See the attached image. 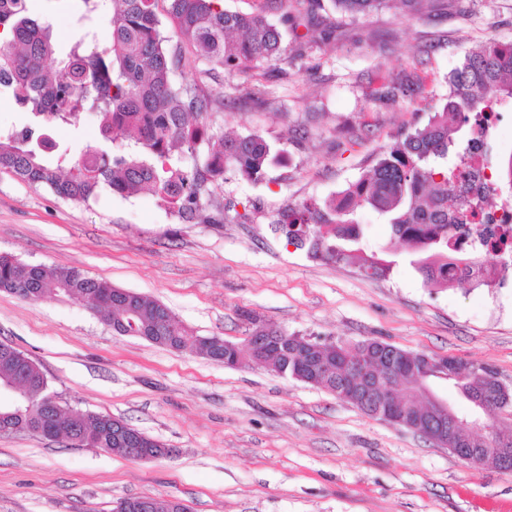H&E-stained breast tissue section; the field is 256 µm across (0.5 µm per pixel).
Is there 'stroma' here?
Segmentation results:
<instances>
[{
	"instance_id": "stroma-1",
	"label": "stroma",
	"mask_w": 512,
	"mask_h": 512,
	"mask_svg": "<svg viewBox=\"0 0 512 512\" xmlns=\"http://www.w3.org/2000/svg\"><path fill=\"white\" fill-rule=\"evenodd\" d=\"M25 4L59 44L108 38L109 12L85 15L81 0ZM312 24L303 40L285 33L280 74L248 78L254 96L234 79L208 85L224 100L214 134L256 131L285 156L258 183L225 174L223 223H185L152 195L107 187L66 201L0 171V254L148 295L197 336L243 342L251 313L314 340L374 338L489 365L512 385V269L488 288L435 289L404 261L367 277L271 231L279 212L335 196L425 125L466 50L512 42V0H439L425 20L327 6ZM248 202L257 210L244 223L237 212ZM0 342L41 367L62 406L121 418L176 451L133 461L0 435V512H112L125 497L181 500L191 512H512V472L466 464L264 367L227 368L113 333L78 299L0 290Z\"/></svg>"
}]
</instances>
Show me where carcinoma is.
<instances>
[{"instance_id": "1", "label": "carcinoma", "mask_w": 512, "mask_h": 512, "mask_svg": "<svg viewBox=\"0 0 512 512\" xmlns=\"http://www.w3.org/2000/svg\"><path fill=\"white\" fill-rule=\"evenodd\" d=\"M340 12L355 16L396 7L412 17L435 10V0H331ZM299 8L285 11L276 25L266 10L228 11L222 0H112L111 33L103 46L89 52L85 38H76L66 50L58 48L50 25L26 14L25 0H0V93L32 115V123L0 137V171L20 180L48 187L62 199L87 202L104 187L121 195L147 191L159 198L186 223L221 224L224 209L214 206L215 191L224 174L261 182L280 154L257 132L220 136L217 148L203 162L188 168L186 153L212 139L209 117L223 101L203 89L207 80L222 74L260 71L268 76L282 60L280 26L297 30L308 26L319 0H297ZM167 20L173 36L162 32ZM199 69V80L177 85L172 74L186 60ZM512 103V42L490 40L465 52L448 74L444 102L434 108L427 125L406 134L382 152L376 163L337 196L288 207L272 222V231L287 243L307 250L315 258L343 261L368 277H382L393 268L386 259L389 248L368 250L362 229L352 219L355 207L366 206L385 217L393 240L410 246V264L432 288L463 285L481 274L476 264L457 268L451 259L462 252L464 239L454 230L478 222L482 203L498 193L499 182L512 186V155L489 164L487 138L475 140L474 130L483 114ZM88 109L98 119L100 146H88L77 156L45 147L46 126L71 125ZM476 158L490 170L481 198L466 204L456 193L459 167ZM484 242L503 257H512V241L486 228ZM102 288L109 290L104 310L112 319L122 317L135 336L172 348L195 347L197 337L165 305L145 295L112 287L104 279L86 276L76 268L51 267L0 255V289L38 301L51 291L82 301ZM336 342L321 344L316 358L332 370L313 365L312 385L342 386L352 374L336 359ZM408 391L407 403L425 423L429 412L418 392L411 389L412 375L397 374ZM21 382L29 399L17 405H0L7 433L44 437L49 430L94 427L99 415L84 412L83 419L69 417L60 404L49 408L43 400V372L0 349V384ZM448 386L470 401L487 394L488 383L480 371L461 374L448 370ZM461 448H488L493 432L461 426L454 430ZM99 448L123 458L125 447L112 431L98 435Z\"/></svg>"}]
</instances>
